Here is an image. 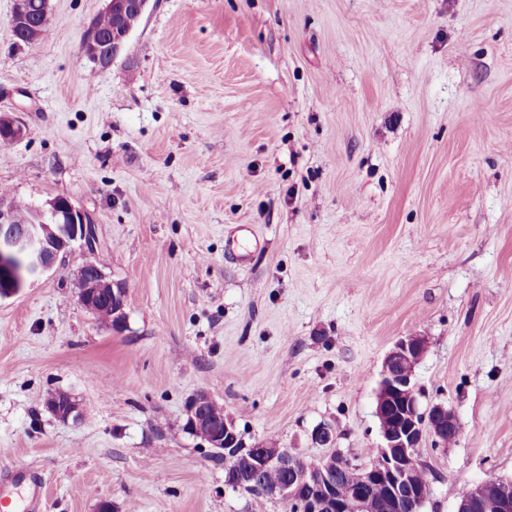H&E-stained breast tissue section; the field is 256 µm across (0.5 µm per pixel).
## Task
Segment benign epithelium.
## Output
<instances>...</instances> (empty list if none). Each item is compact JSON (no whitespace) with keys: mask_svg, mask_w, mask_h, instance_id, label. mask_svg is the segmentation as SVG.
I'll use <instances>...</instances> for the list:
<instances>
[{"mask_svg":"<svg viewBox=\"0 0 512 512\" xmlns=\"http://www.w3.org/2000/svg\"><path fill=\"white\" fill-rule=\"evenodd\" d=\"M103 2L100 14L111 17L115 23L112 40L102 37L96 18L86 27L81 40L88 67L99 70L111 65L131 34L122 28L125 16L131 12L144 14L149 0ZM9 24L14 37L24 44H34L41 38L40 28L32 19V5L27 0H14ZM24 131L25 126L17 116L10 112L0 113L1 144L22 138ZM92 239V224L66 198L53 200L46 210L34 209L26 222H17L11 212L0 209V300L13 296L56 268L72 251L74 243L80 241L89 245ZM77 288L80 304L91 312L96 311L101 293L109 291L112 316L107 324L114 330L124 327L126 288L123 283L110 279L103 266L81 265ZM426 348L424 337L405 336L386 354L375 407V415L381 422L382 444L377 454L381 466H363V484L344 496L336 494V473L329 471L326 465L308 462L300 468L301 454L290 448H277L267 441L246 445L235 420L228 415L224 416L223 427H215L208 416L213 398L204 390L191 399L185 428L205 441L215 454L226 459L243 457L247 460L250 478L245 480L230 470L224 479L226 486L241 492L252 487L263 497L287 505L296 504V512H365L377 484L390 489L389 497L383 501L382 512H394L402 497L410 498L414 507L420 509L430 497L415 481V452L421 446L424 434H432L435 442L445 448L448 438L442 430V421H448V429L452 432H459L455 415L445 405L434 404L421 409L414 376ZM46 408L62 421H77L82 415L81 403L71 393L64 402L59 401V394H52L46 401ZM312 441L318 445H333L335 428L325 423L317 426L312 432ZM271 469H288L294 478L273 486L259 483L261 475ZM455 512H512V495L502 480L487 479L460 496Z\"/></svg>","mask_w":512,"mask_h":512,"instance_id":"7a95c632","label":"benign epithelium"}]
</instances>
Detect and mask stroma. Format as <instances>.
Wrapping results in <instances>:
<instances>
[{
  "label": "stroma",
  "mask_w": 512,
  "mask_h": 512,
  "mask_svg": "<svg viewBox=\"0 0 512 512\" xmlns=\"http://www.w3.org/2000/svg\"><path fill=\"white\" fill-rule=\"evenodd\" d=\"M102 7L50 0L19 45L0 0V111L25 125L0 208L64 197L96 229L0 300V470L42 481L39 512H286L225 487L191 397L245 443L365 464L383 359L419 335L420 403L460 425L423 438L422 512L512 480V0H150L93 72ZM91 256L127 289L123 331L78 301ZM56 391L81 422L47 411ZM237 232L238 235L236 237L232 236L226 239V251L230 254H234L240 263L246 264L249 260V254L245 250L239 251V249H241L240 242L243 240H251L255 233L249 224L238 225Z\"/></svg>",
  "instance_id": "1"
}]
</instances>
